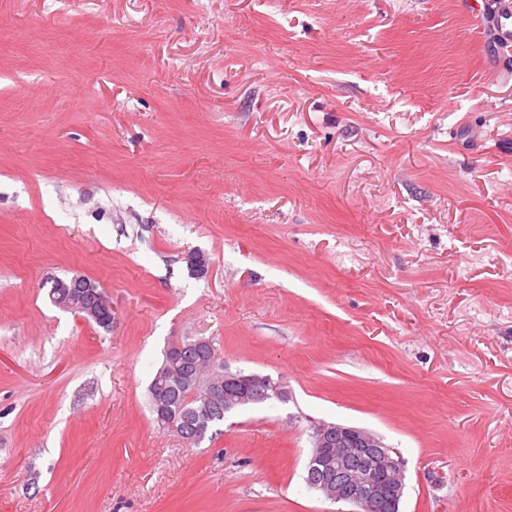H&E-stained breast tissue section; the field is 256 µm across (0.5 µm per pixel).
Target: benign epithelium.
Wrapping results in <instances>:
<instances>
[{"mask_svg":"<svg viewBox=\"0 0 512 512\" xmlns=\"http://www.w3.org/2000/svg\"><path fill=\"white\" fill-rule=\"evenodd\" d=\"M52 301L62 308L79 312L84 298H96L101 321L112 324V306L99 299L95 284L84 277L57 280L50 289ZM207 345L198 340L192 347L201 351V360L210 371L208 377L194 385L192 396L205 398L208 407L197 420L195 433L206 429L212 414L224 406L236 408L244 403H262L270 397L286 402L290 394L286 386L267 375L244 371L231 372L218 362L214 353L202 351ZM311 448L308 463L319 471L313 483L314 492L325 500L348 507V512H401L405 495L406 461L382 438L366 429L335 422L319 421L310 425ZM363 457L365 465L349 467L347 463Z\"/></svg>","mask_w":512,"mask_h":512,"instance_id":"obj_1","label":"benign epithelium"}]
</instances>
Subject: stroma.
I'll list each match as a JSON object with an SVG mask.
<instances>
[{
  "label": "stroma",
  "mask_w": 512,
  "mask_h": 512,
  "mask_svg": "<svg viewBox=\"0 0 512 512\" xmlns=\"http://www.w3.org/2000/svg\"><path fill=\"white\" fill-rule=\"evenodd\" d=\"M498 2L0 0V512H332L313 420L402 454V512H512ZM202 336L291 398L191 445L148 386ZM55 280H53L54 283ZM50 289L49 295L55 303L62 308L81 313L84 298L92 296L95 299L99 294L93 289L97 288L84 276L73 277L70 281L57 280ZM58 295L55 297L54 295Z\"/></svg>",
  "instance_id": "stroma-1"
}]
</instances>
